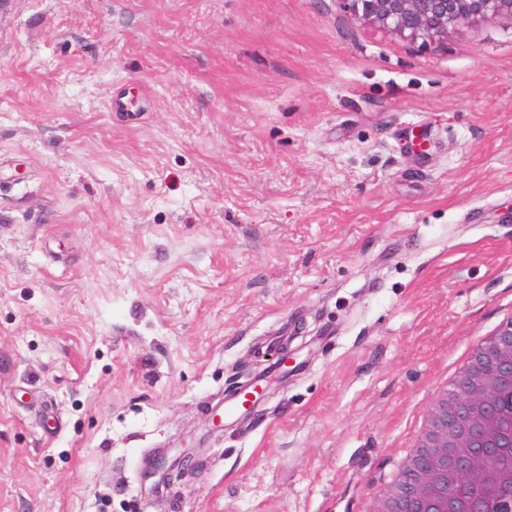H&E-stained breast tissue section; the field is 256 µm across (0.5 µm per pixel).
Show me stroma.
I'll return each mask as SVG.
<instances>
[{
	"label": "stroma",
	"instance_id": "stroma-1",
	"mask_svg": "<svg viewBox=\"0 0 512 512\" xmlns=\"http://www.w3.org/2000/svg\"><path fill=\"white\" fill-rule=\"evenodd\" d=\"M507 317L512 20L0 0V512H369ZM511 335L501 327L482 336L480 340L470 347L462 357L459 365L437 385L433 405L436 411L442 412L446 403L448 384L455 385L460 376L466 371H480L494 359L497 349L505 343H511ZM190 461H192L191 457L168 461L164 456H159L151 463L150 469L146 472V478L158 476L155 488L162 484L170 485L176 477L182 475L188 469V466L191 465L189 464Z\"/></svg>",
	"mask_w": 512,
	"mask_h": 512
}]
</instances>
